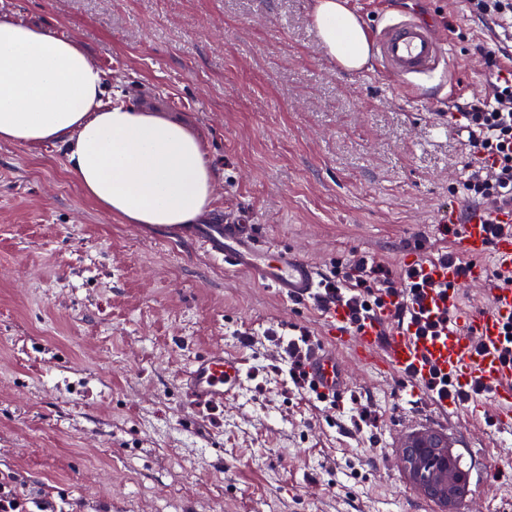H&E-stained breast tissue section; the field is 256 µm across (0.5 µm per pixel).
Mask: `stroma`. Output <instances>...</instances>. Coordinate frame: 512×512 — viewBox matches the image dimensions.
Segmentation results:
<instances>
[{
    "label": "stroma",
    "mask_w": 512,
    "mask_h": 512,
    "mask_svg": "<svg viewBox=\"0 0 512 512\" xmlns=\"http://www.w3.org/2000/svg\"><path fill=\"white\" fill-rule=\"evenodd\" d=\"M372 31L409 11L448 31L453 77L349 72L319 45L309 0H0V15L82 44L109 100L184 120L214 171L211 222L249 225L327 273L368 256L457 252L439 230L470 201L456 112L488 97L512 33L468 0H347ZM62 147L0 144V473L62 512H512V433L430 415L397 376L354 363L342 407L290 389L268 331L321 337L295 304L202 252L102 213ZM253 332L241 343L237 334ZM203 350L245 361L238 398L192 407ZM368 413L352 417L348 405ZM441 433L468 470L447 508L402 470ZM445 437L427 432L415 435L405 442V455L413 469L421 471L423 465L435 453L436 448H443Z\"/></svg>",
    "instance_id": "35a3bbf8"
}]
</instances>
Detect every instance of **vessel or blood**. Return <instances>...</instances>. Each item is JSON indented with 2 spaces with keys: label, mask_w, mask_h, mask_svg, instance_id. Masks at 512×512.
Segmentation results:
<instances>
[{
  "label": "vessel or blood",
  "mask_w": 512,
  "mask_h": 512,
  "mask_svg": "<svg viewBox=\"0 0 512 512\" xmlns=\"http://www.w3.org/2000/svg\"><path fill=\"white\" fill-rule=\"evenodd\" d=\"M373 46L381 70L402 80L437 73L449 55L447 40L436 27L411 14L377 28ZM457 218V212H449L447 224L458 227V244L470 262L463 267L454 262L426 267L435 287L421 307L422 313L447 317V328L420 336L414 325L390 326L395 306L354 321L343 305H329L321 314L326 342L310 350L305 365L318 392L337 397L348 387V362L340 361L334 351L342 345L351 360L399 374L413 389L431 377L443 379L449 394L432 399L443 411L455 407L477 417L474 394L486 392L495 406L498 431L512 433V235L492 236L486 217L477 211L465 224H458ZM160 230L167 241L190 242L223 263L225 271L249 272L291 301H306L319 285L312 264L288 248L261 244L246 225L164 224ZM489 250L500 262L495 278L479 262ZM468 283L482 285L488 308H457L459 288ZM244 376L242 358L207 350L184 370L182 383L191 398L212 406L234 399Z\"/></svg>",
  "instance_id": "b4317fda"
}]
</instances>
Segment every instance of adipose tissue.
Returning a JSON list of instances; mask_svg holds the SVG:
<instances>
[{
  "mask_svg": "<svg viewBox=\"0 0 512 512\" xmlns=\"http://www.w3.org/2000/svg\"><path fill=\"white\" fill-rule=\"evenodd\" d=\"M324 52L355 71L370 60L346 0H312ZM105 77L75 40L0 17V143L66 149L85 197L125 224H193L214 176L201 141L178 119L104 101Z\"/></svg>",
  "mask_w": 512,
  "mask_h": 512,
  "instance_id": "ef3b65f1",
  "label": "adipose tissue"
}]
</instances>
